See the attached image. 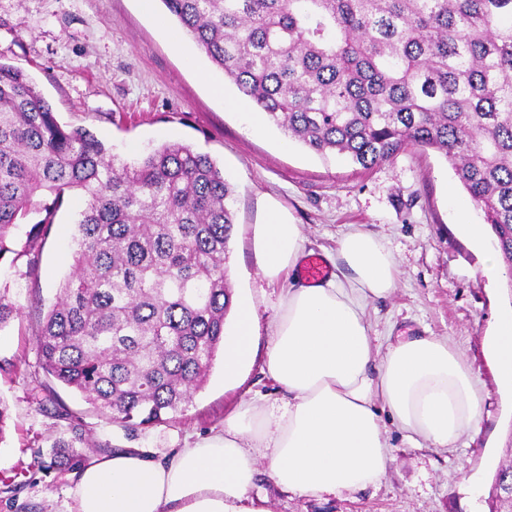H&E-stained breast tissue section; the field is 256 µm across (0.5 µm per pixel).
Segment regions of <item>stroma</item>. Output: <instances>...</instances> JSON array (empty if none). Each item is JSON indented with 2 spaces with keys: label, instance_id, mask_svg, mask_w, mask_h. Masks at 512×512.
I'll list each match as a JSON object with an SVG mask.
<instances>
[{
  "label": "stroma",
  "instance_id": "35a3bbf8",
  "mask_svg": "<svg viewBox=\"0 0 512 512\" xmlns=\"http://www.w3.org/2000/svg\"><path fill=\"white\" fill-rule=\"evenodd\" d=\"M177 23L161 0H0V62L23 70L49 102L58 122L89 129L122 160L180 142L208 154L235 187V227L227 266L234 292H251L257 346L266 349L281 288L262 277L252 227L268 212L299 224L307 247L335 250L340 236L363 225L392 253L399 270L395 290L367 310L374 346L386 336L447 340L471 367L480 388V422L457 448L442 451L407 444L391 432L392 460L381 482L355 495L323 499L279 491L266 479L253 490L268 512H489L495 471L512 444V392L488 351L498 308L512 302V276L491 278L482 257L493 233L474 244L456 227L468 194L437 152L408 148L371 169L323 159L283 131L257 134L251 117L228 108L239 93L204 50L184 37L174 48L167 32ZM224 85L215 96L212 82ZM84 198L71 193L45 236L28 240L30 215L16 232L27 251L0 261V289L10 291L20 314L0 329V402L10 414L0 443V512H73L75 472L50 468L51 445L69 437L65 413L80 416L90 441L84 459L105 448H138L153 457L171 454L188 436L222 428L243 401L282 394L261 362L233 384L224 382L216 356L206 384L170 419L130 430L96 411L42 368L36 330L60 285L73 271V237ZM35 278H27V267Z\"/></svg>",
  "mask_w": 512,
  "mask_h": 512
}]
</instances>
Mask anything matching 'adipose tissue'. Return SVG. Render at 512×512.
Returning <instances> with one entry per match:
<instances>
[{"mask_svg":"<svg viewBox=\"0 0 512 512\" xmlns=\"http://www.w3.org/2000/svg\"><path fill=\"white\" fill-rule=\"evenodd\" d=\"M263 277L276 282L307 256L299 225L270 214L253 228ZM332 271L284 289L263 371L283 394L277 411L241 403L221 431L149 458L117 448L77 472L76 512H267L252 497L259 475L296 496L354 495L381 481L392 460L390 429L408 443L453 448L479 423L477 381L447 341L401 336L375 352L366 308L390 294L398 269L363 227L345 232ZM224 376L256 354L253 300L234 299Z\"/></svg>","mask_w":512,"mask_h":512,"instance_id":"ef3b65f1","label":"adipose tissue"}]
</instances>
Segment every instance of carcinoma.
Here are the masks:
<instances>
[{"label": "carcinoma", "mask_w": 512, "mask_h": 512, "mask_svg": "<svg viewBox=\"0 0 512 512\" xmlns=\"http://www.w3.org/2000/svg\"><path fill=\"white\" fill-rule=\"evenodd\" d=\"M251 106L293 141L363 168L409 147L453 167L512 261V0H162ZM85 198L71 276L41 322L46 373L127 426L163 422L207 381L233 307L234 187L207 154L164 143L136 163L61 125L0 63V261L15 233ZM0 291V329L18 317ZM58 440L51 463L74 470ZM490 512H512V462Z\"/></svg>", "instance_id": "obj_1"}]
</instances>
